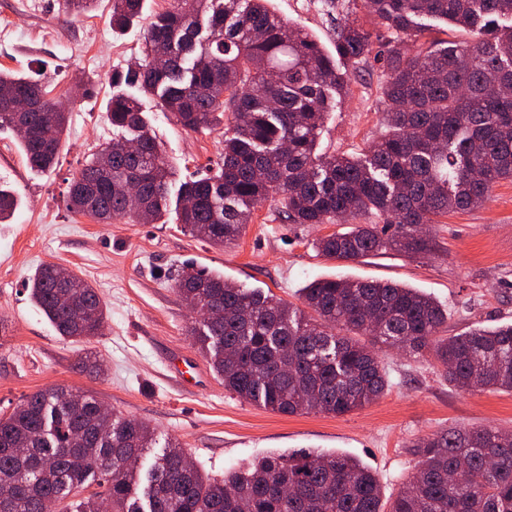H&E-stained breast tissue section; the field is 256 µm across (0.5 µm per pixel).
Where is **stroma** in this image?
<instances>
[{
	"instance_id": "obj_1",
	"label": "stroma",
	"mask_w": 512,
	"mask_h": 512,
	"mask_svg": "<svg viewBox=\"0 0 512 512\" xmlns=\"http://www.w3.org/2000/svg\"><path fill=\"white\" fill-rule=\"evenodd\" d=\"M168 6L169 0H144L141 16L120 32L110 23L112 0H98L94 11L80 15L67 11L63 0H0V70L26 74L50 96L72 102L50 170L32 169L16 133L0 128V185L18 199L12 221L0 224V414L39 390H89L114 413L155 429L157 446L147 451L146 464H154L160 447L171 441L218 480L271 452L336 451L368 465L388 498L415 470V439L452 428L512 431L511 392L462 393L433 360L395 353L385 358L387 392L349 414L283 415L247 404L214 373L172 282L191 264L297 306L301 288L320 277L392 281L441 305L449 334L512 323L510 180L496 185L482 207L430 225L435 252L420 259L392 251L355 263L326 259L313 244L334 232V225L283 222L271 202L254 212L236 244L224 248L185 235L172 221L99 224L68 210L73 176L112 138L108 78L141 63L149 24ZM268 7L334 54L336 26L346 14L330 10L327 0H269ZM82 79L91 80L94 90L73 99ZM381 82L373 61L352 73L348 92L337 96L327 117L320 151L357 156L383 133ZM144 110L178 181L215 171L222 130L185 129L152 99ZM48 263L75 272L105 304L103 331L90 344L60 336L31 301L28 280ZM88 349L103 360L100 377L76 368Z\"/></svg>"
}]
</instances>
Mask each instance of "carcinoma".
Segmentation results:
<instances>
[{
    "mask_svg": "<svg viewBox=\"0 0 512 512\" xmlns=\"http://www.w3.org/2000/svg\"><path fill=\"white\" fill-rule=\"evenodd\" d=\"M268 0H170L145 37V63L115 72L107 101L112 141L73 177L68 209L100 223H165L175 172L159 153L141 96L184 128L224 125L219 172L179 185L176 223L213 245L237 242L254 212L276 202L292 224H335L373 215L314 242L328 259L358 262L393 250H435L423 227L484 205L512 180V0H362L385 34L356 20L336 28L337 57L276 16ZM144 0H112V29L140 17ZM449 23L472 40L424 39L419 18ZM353 68L380 64L385 133L362 156L317 152L333 94ZM35 98L20 137L31 167L56 163L67 113L40 83L0 70V101ZM138 186L139 208L128 186ZM0 189V223L14 215ZM174 288L198 313L192 335L224 389L293 415L341 416L389 387L387 350L429 357L465 393L512 391V324L444 336L448 313L416 288L345 277L302 289L303 307L248 291L191 265ZM31 300L62 336H94L106 318L98 292L73 271L41 266ZM313 312L308 317L305 310ZM77 369L99 375L98 355ZM154 429L101 409L90 391L52 388L0 416V492L8 512H512V432L454 428L410 444L419 465L389 504L373 472L337 452L273 453L221 481L204 477L174 442L141 463ZM102 492L86 493L93 482Z\"/></svg>",
    "mask_w": 512,
    "mask_h": 512,
    "instance_id": "cac0c4a2",
    "label": "carcinoma"
}]
</instances>
